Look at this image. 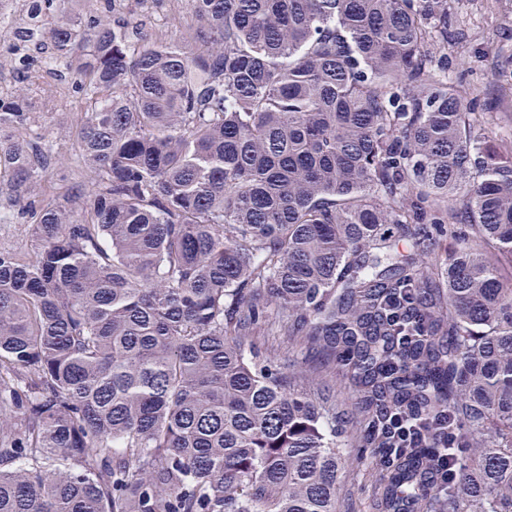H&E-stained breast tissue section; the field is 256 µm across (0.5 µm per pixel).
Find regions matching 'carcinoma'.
I'll list each match as a JSON object with an SVG mask.
<instances>
[{"instance_id":"1","label":"carcinoma","mask_w":512,"mask_h":512,"mask_svg":"<svg viewBox=\"0 0 512 512\" xmlns=\"http://www.w3.org/2000/svg\"><path fill=\"white\" fill-rule=\"evenodd\" d=\"M73 2L4 60L40 249L0 250V512H337L364 461L373 512H512V150L448 81L449 0H188L179 40ZM42 49L90 176L54 199Z\"/></svg>"}]
</instances>
